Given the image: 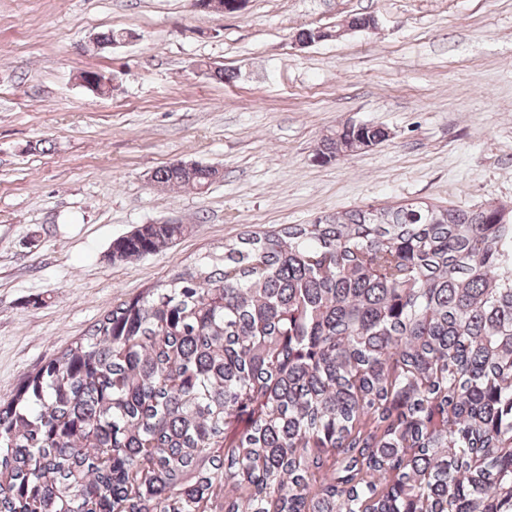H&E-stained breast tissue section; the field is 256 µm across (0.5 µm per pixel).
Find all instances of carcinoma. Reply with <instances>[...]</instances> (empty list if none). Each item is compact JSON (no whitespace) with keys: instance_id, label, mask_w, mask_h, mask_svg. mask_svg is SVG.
<instances>
[{"instance_id":"cac0c4a2","label":"carcinoma","mask_w":512,"mask_h":512,"mask_svg":"<svg viewBox=\"0 0 512 512\" xmlns=\"http://www.w3.org/2000/svg\"><path fill=\"white\" fill-rule=\"evenodd\" d=\"M0 512H512V208L252 232L113 306L0 402Z\"/></svg>"}]
</instances>
